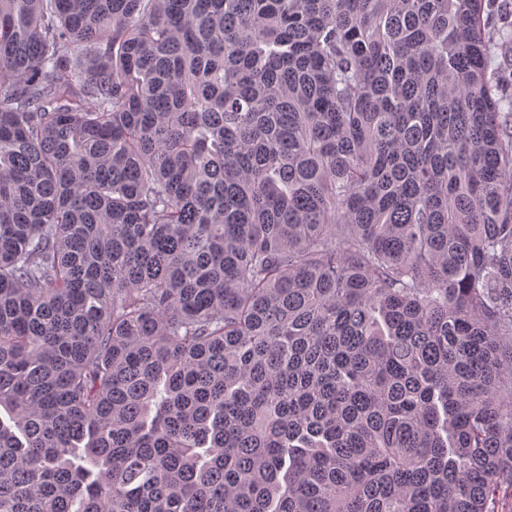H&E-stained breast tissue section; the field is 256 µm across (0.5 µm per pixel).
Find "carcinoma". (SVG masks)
I'll return each instance as SVG.
<instances>
[{
  "label": "carcinoma",
  "instance_id": "cac0c4a2",
  "mask_svg": "<svg viewBox=\"0 0 512 512\" xmlns=\"http://www.w3.org/2000/svg\"><path fill=\"white\" fill-rule=\"evenodd\" d=\"M498 0H0V512H503Z\"/></svg>",
  "mask_w": 512,
  "mask_h": 512
}]
</instances>
